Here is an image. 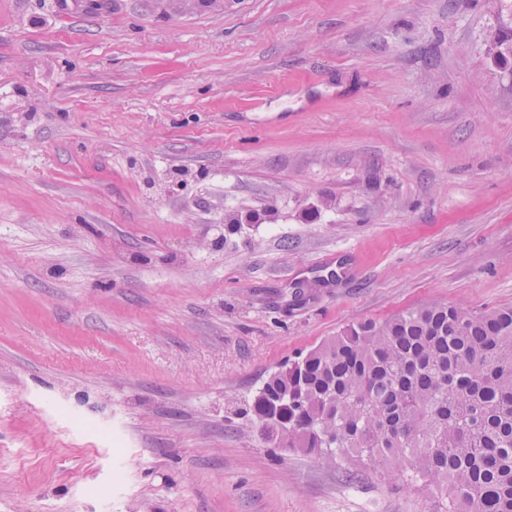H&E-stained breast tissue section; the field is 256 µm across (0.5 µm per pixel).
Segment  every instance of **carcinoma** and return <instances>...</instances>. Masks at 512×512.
<instances>
[{"label": "carcinoma", "mask_w": 512, "mask_h": 512, "mask_svg": "<svg viewBox=\"0 0 512 512\" xmlns=\"http://www.w3.org/2000/svg\"><path fill=\"white\" fill-rule=\"evenodd\" d=\"M252 409L281 447L436 486L431 512H512V307L359 322L273 373Z\"/></svg>", "instance_id": "obj_1"}]
</instances>
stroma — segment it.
<instances>
[{"label":"stroma","mask_w":512,"mask_h":512,"mask_svg":"<svg viewBox=\"0 0 512 512\" xmlns=\"http://www.w3.org/2000/svg\"><path fill=\"white\" fill-rule=\"evenodd\" d=\"M504 24L512 0H0V512H430L250 405L352 324L512 306Z\"/></svg>","instance_id":"1"}]
</instances>
